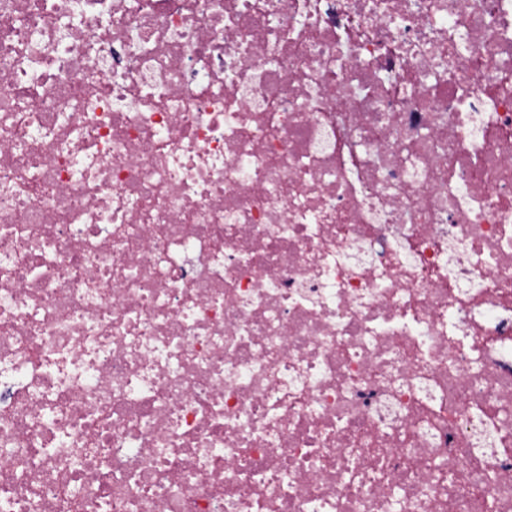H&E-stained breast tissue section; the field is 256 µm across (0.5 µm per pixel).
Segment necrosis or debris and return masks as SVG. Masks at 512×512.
I'll use <instances>...</instances> for the list:
<instances>
[{
	"instance_id": "1",
	"label": "necrosis or debris",
	"mask_w": 512,
	"mask_h": 512,
	"mask_svg": "<svg viewBox=\"0 0 512 512\" xmlns=\"http://www.w3.org/2000/svg\"><path fill=\"white\" fill-rule=\"evenodd\" d=\"M0 512H512V0H0Z\"/></svg>"
}]
</instances>
